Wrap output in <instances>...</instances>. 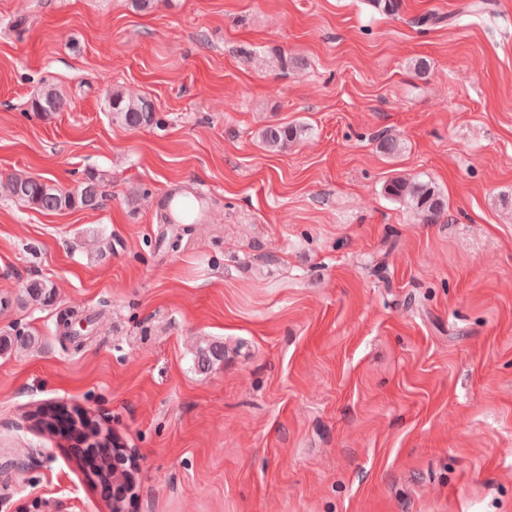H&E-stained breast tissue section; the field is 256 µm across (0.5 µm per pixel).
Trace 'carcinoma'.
I'll return each mask as SVG.
<instances>
[{
  "instance_id": "obj_1",
  "label": "carcinoma",
  "mask_w": 512,
  "mask_h": 512,
  "mask_svg": "<svg viewBox=\"0 0 512 512\" xmlns=\"http://www.w3.org/2000/svg\"><path fill=\"white\" fill-rule=\"evenodd\" d=\"M65 106L64 97L52 88L44 90L32 102V109L36 113L60 112ZM110 108L112 118L127 127H145L154 121L151 102L142 96L114 93L110 98ZM302 133L303 129L296 126L268 125L261 130L260 138L267 147L278 150L288 147ZM386 192L394 199L410 202L424 224L437 222L447 208L444 196L429 182L395 178L386 186ZM0 195L43 212H59L76 207L98 209L102 201L98 184L91 178L78 188L69 190L51 181L17 175L0 181ZM24 295L35 301L50 302L54 291L46 282L31 281L24 288ZM221 359L218 349L209 345L199 348L196 355L197 366L201 370L209 369Z\"/></svg>"
}]
</instances>
